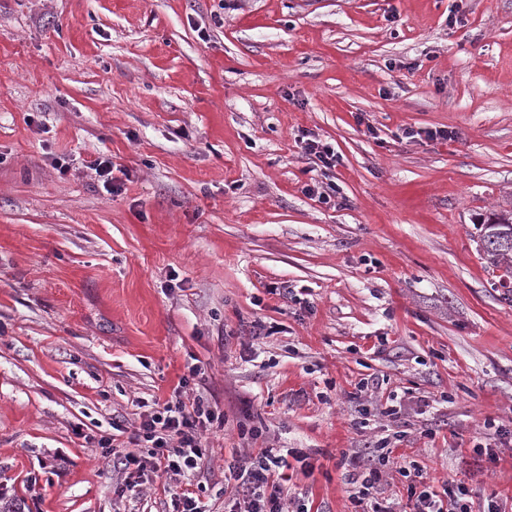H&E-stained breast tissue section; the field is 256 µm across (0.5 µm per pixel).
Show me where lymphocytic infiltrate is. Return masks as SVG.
<instances>
[{
	"label": "lymphocytic infiltrate",
	"instance_id": "obj_1",
	"mask_svg": "<svg viewBox=\"0 0 512 512\" xmlns=\"http://www.w3.org/2000/svg\"><path fill=\"white\" fill-rule=\"evenodd\" d=\"M223 423V415L202 396L189 397L175 391L171 400L147 416L137 430L136 440L144 444L146 454L126 453L123 465L161 475L195 473L204 456L203 433ZM372 457L374 464L367 469L359 454L349 458L354 469L351 480L358 485L357 500L369 503L370 512H507L505 502L494 497L475 503L469 487L460 481L450 482L444 492H436L415 464L398 461L388 443L376 445ZM293 461L303 469L311 467L307 454L298 448L285 454L277 448H262L233 457L224 467V482L236 491L229 512H309L304 499L285 493L286 471ZM390 469L406 481V502L383 494V477Z\"/></svg>",
	"mask_w": 512,
	"mask_h": 512
}]
</instances>
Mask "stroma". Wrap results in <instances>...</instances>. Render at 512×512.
<instances>
[{
    "label": "stroma",
    "mask_w": 512,
    "mask_h": 512,
    "mask_svg": "<svg viewBox=\"0 0 512 512\" xmlns=\"http://www.w3.org/2000/svg\"><path fill=\"white\" fill-rule=\"evenodd\" d=\"M511 202L512 0H0V506L171 512L167 482L224 512L244 429L309 453L311 512H355L342 457L384 437L511 502L512 290L478 229ZM179 386L224 426L192 479L129 492ZM307 137L309 136L305 135L302 136L301 139V142L304 144L303 149L305 153L314 157L318 166L326 170L335 168L340 160L335 149L327 143H322L320 140ZM304 138H306V140H303Z\"/></svg>",
    "instance_id": "1"
}]
</instances>
